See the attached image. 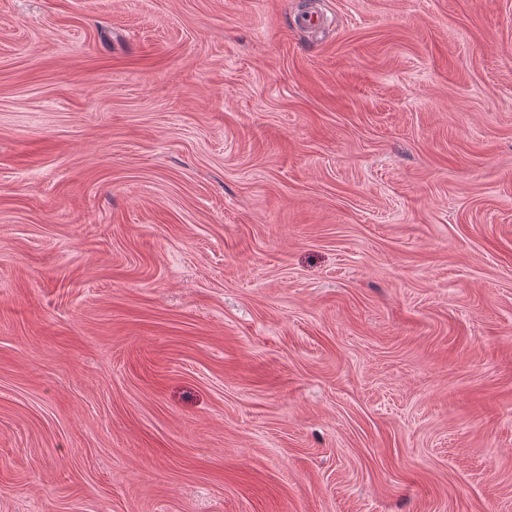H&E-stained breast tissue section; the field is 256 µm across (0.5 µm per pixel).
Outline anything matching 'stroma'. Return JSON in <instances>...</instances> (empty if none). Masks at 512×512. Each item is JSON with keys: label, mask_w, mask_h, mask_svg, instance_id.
Returning a JSON list of instances; mask_svg holds the SVG:
<instances>
[{"label": "stroma", "mask_w": 512, "mask_h": 512, "mask_svg": "<svg viewBox=\"0 0 512 512\" xmlns=\"http://www.w3.org/2000/svg\"><path fill=\"white\" fill-rule=\"evenodd\" d=\"M0 512H512V0H0Z\"/></svg>", "instance_id": "obj_1"}]
</instances>
